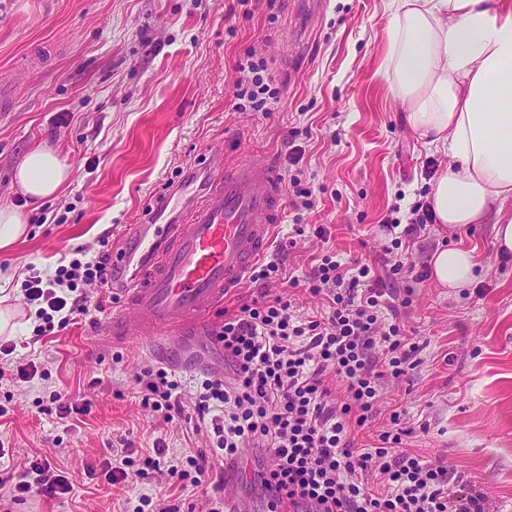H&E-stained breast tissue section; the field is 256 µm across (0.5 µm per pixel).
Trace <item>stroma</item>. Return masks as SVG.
Returning a JSON list of instances; mask_svg holds the SVG:
<instances>
[{"instance_id":"stroma-1","label":"stroma","mask_w":512,"mask_h":512,"mask_svg":"<svg viewBox=\"0 0 512 512\" xmlns=\"http://www.w3.org/2000/svg\"><path fill=\"white\" fill-rule=\"evenodd\" d=\"M0 0V76L15 107L0 115V203L14 202L18 158L49 145L71 166L56 198L24 208L29 235L0 270L16 271L9 288L23 306L21 273L45 275L68 264L73 250L97 252L103 236L139 223L168 182L190 165L223 153L233 164L270 154L291 192V179L311 186L314 205L284 206L274 238L293 219L323 226L288 253L268 249L287 278L306 279L325 249L380 267L393 208L408 211L431 190L428 168L447 155L425 145L393 101L381 76L388 0ZM263 59L265 83L280 101L264 114L237 109L235 66L248 54ZM236 135L225 149V135ZM302 152L299 165L288 163ZM475 249L480 267L472 285L442 288L432 278L395 282V298L410 297L402 314L414 332L417 367L407 378L382 381L380 415L356 431L368 448L391 427L393 410L407 408V444L424 459L451 466L459 484L475 486L512 512V258L498 256L492 225L453 234L434 225L417 239L411 258L429 263L445 246ZM120 303L34 340L12 337L13 360L35 362L24 382L0 379V479L35 460L65 472L73 490L63 499L24 496L11 512H135L138 487L110 483L108 447L127 439L135 455L158 454L161 469L185 464L207 449L209 433L186 423H158L142 402L139 378L149 365L167 368L193 400V379L223 371L224 353L200 346L163 356L145 343L113 339L109 322ZM58 392L88 409L61 419L42 411Z\"/></svg>"}]
</instances>
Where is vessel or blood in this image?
<instances>
[{
    "instance_id": "b4317fda",
    "label": "vessel or blood",
    "mask_w": 512,
    "mask_h": 512,
    "mask_svg": "<svg viewBox=\"0 0 512 512\" xmlns=\"http://www.w3.org/2000/svg\"><path fill=\"white\" fill-rule=\"evenodd\" d=\"M184 186L160 193L112 252V286L125 300L112 328L127 338L212 335L209 313L247 279L283 207L281 175L258 154L228 168L222 155L191 166ZM138 275L127 278L128 266ZM247 453L224 463V508L246 512L236 488L251 479Z\"/></svg>"
}]
</instances>
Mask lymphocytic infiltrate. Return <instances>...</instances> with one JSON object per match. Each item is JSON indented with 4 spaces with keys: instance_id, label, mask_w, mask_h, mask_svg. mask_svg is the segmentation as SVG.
<instances>
[{
    "instance_id": "obj_1",
    "label": "lymphocytic infiltrate",
    "mask_w": 512,
    "mask_h": 512,
    "mask_svg": "<svg viewBox=\"0 0 512 512\" xmlns=\"http://www.w3.org/2000/svg\"><path fill=\"white\" fill-rule=\"evenodd\" d=\"M262 69L251 59L236 66L240 99L266 113L279 93L265 84ZM409 212L407 222L389 218L383 224L391 235L384 252L393 258L385 271L342 263L332 252L319 256L304 290L322 301L323 313L296 314L292 300L271 292L270 283L281 276L278 262L254 267L250 280L259 297L216 327L230 370L206 377L194 404H185L165 368H144L143 403L155 418L197 430L208 423L214 434L210 451L188 457L187 468L171 467V477L199 487L215 460L262 448L271 464L253 486L267 498L269 512H497L484 493L457 485L447 464L405 450V429L380 433L372 448L357 447L351 437L352 428L375 417L381 381L413 368L417 347L386 286L392 276L414 272L403 241L428 234L434 220L422 200ZM91 285L101 292L111 288L108 251L73 259L47 278L27 277L24 299L39 307L34 338L102 310L103 302L87 292ZM330 373L343 392L336 402L326 382ZM372 475L382 478V490L371 489ZM71 491L61 471L36 461L14 483L0 482V502L28 493L62 498Z\"/></svg>"
}]
</instances>
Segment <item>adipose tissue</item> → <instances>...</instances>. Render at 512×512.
Here are the masks:
<instances>
[{"mask_svg": "<svg viewBox=\"0 0 512 512\" xmlns=\"http://www.w3.org/2000/svg\"><path fill=\"white\" fill-rule=\"evenodd\" d=\"M383 77L410 126L451 162L431 187L437 223L449 231L492 224L498 253L512 255V0H389ZM70 175L41 146L15 167L13 186L28 204L56 196ZM443 288L468 287L474 250H437Z\"/></svg>", "mask_w": 512, "mask_h": 512, "instance_id": "obj_1", "label": "adipose tissue"}]
</instances>
